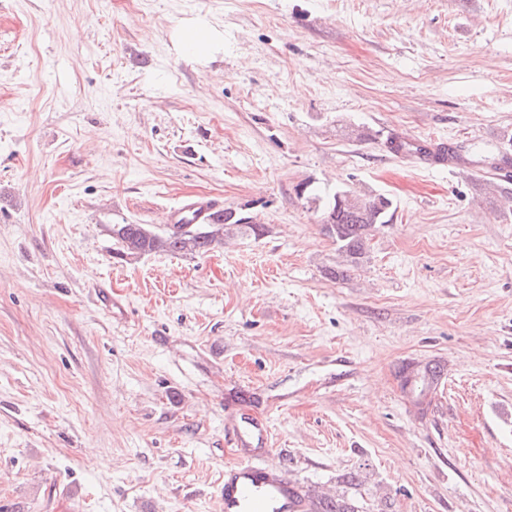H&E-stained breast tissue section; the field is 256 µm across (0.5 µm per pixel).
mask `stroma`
<instances>
[{
  "mask_svg": "<svg viewBox=\"0 0 512 512\" xmlns=\"http://www.w3.org/2000/svg\"><path fill=\"white\" fill-rule=\"evenodd\" d=\"M508 164L512 0H0V512H219L246 417L357 512H512ZM304 183L393 201L347 278ZM198 196L264 235L116 257ZM175 39L182 56L188 60L206 59L224 43L220 32L201 22L185 24Z\"/></svg>",
  "mask_w": 512,
  "mask_h": 512,
  "instance_id": "stroma-1",
  "label": "stroma"
}]
</instances>
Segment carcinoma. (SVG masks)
<instances>
[{
	"instance_id": "1",
	"label": "carcinoma",
	"mask_w": 512,
	"mask_h": 512,
	"mask_svg": "<svg viewBox=\"0 0 512 512\" xmlns=\"http://www.w3.org/2000/svg\"><path fill=\"white\" fill-rule=\"evenodd\" d=\"M297 195L321 209V219L334 216V222L324 225L329 237L334 239L338 251L346 257V262L354 265L362 257L365 241L373 231L390 222L393 215L391 199L378 195L361 198L345 190H337L324 197L308 191L301 184L296 188ZM265 227L253 217L241 211L222 209L204 224H181L164 232L152 229L147 224H114L111 228L115 254L122 259H138L156 252L181 255H203L219 244L224 238L237 235L260 237ZM441 377L438 367H427L423 375L410 372L405 384L420 381V390L413 395L416 404L423 398Z\"/></svg>"
}]
</instances>
